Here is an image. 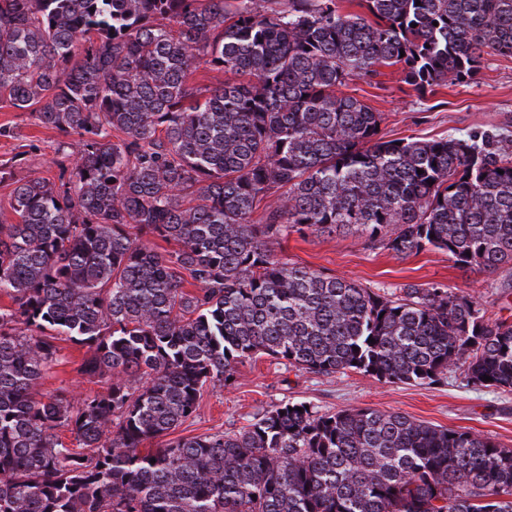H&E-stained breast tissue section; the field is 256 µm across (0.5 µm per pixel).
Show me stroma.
Listing matches in <instances>:
<instances>
[{"label": "stroma", "instance_id": "35a3bbf8", "mask_svg": "<svg viewBox=\"0 0 512 512\" xmlns=\"http://www.w3.org/2000/svg\"><path fill=\"white\" fill-rule=\"evenodd\" d=\"M345 91L384 113L385 138L431 140L472 132L512 139V59L486 57L477 84L448 85L418 95L401 80L397 68L381 67L356 78ZM0 126L13 129L0 136V163L15 155L24 162L14 178L55 179L52 159L67 139L30 115L0 104ZM285 261L319 270L366 288L392 291L407 284L444 285L473 297L487 318L512 322V274L505 271L463 272L438 250L411 256L370 246L356 232L291 235L275 247ZM306 401L322 410L370 407L396 412L435 426L489 436L512 448V394L478 388L449 375L441 384L414 386L381 381L355 371L330 376L287 368L262 357L240 366L231 385L206 387L194 417L176 431L190 437L231 431L256 414L285 400Z\"/></svg>", "mask_w": 512, "mask_h": 512}]
</instances>
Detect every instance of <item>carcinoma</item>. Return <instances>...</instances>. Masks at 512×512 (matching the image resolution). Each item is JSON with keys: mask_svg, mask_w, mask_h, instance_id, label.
Wrapping results in <instances>:
<instances>
[{"mask_svg": "<svg viewBox=\"0 0 512 512\" xmlns=\"http://www.w3.org/2000/svg\"><path fill=\"white\" fill-rule=\"evenodd\" d=\"M357 6L0 0V103L73 138L57 180L0 203V512H512V448L401 413L285 400L163 440L262 356L512 393L511 322L274 249L345 230L512 270V141L398 145L341 91L380 66L421 95L476 82L484 56L512 58V0ZM200 60L234 79L193 86ZM64 342L99 389L39 390Z\"/></svg>", "mask_w": 512, "mask_h": 512, "instance_id": "obj_1", "label": "carcinoma"}]
</instances>
